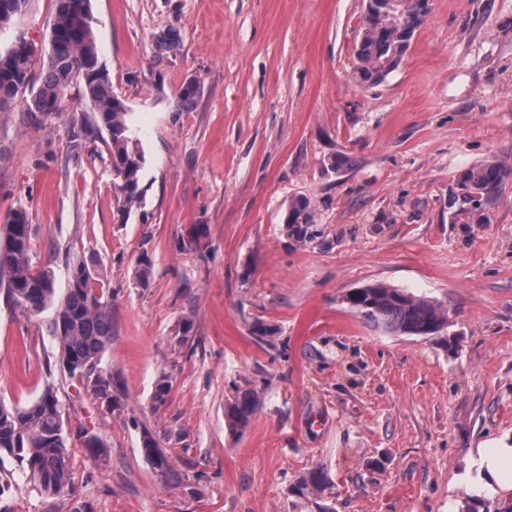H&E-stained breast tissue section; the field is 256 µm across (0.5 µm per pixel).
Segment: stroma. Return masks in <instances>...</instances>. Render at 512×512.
Here are the masks:
<instances>
[{
    "label": "stroma",
    "mask_w": 512,
    "mask_h": 512,
    "mask_svg": "<svg viewBox=\"0 0 512 512\" xmlns=\"http://www.w3.org/2000/svg\"><path fill=\"white\" fill-rule=\"evenodd\" d=\"M364 4L91 0L99 61L145 153L144 198L124 220L102 138L71 146L91 114L79 86L50 118L0 112V224L28 213L34 262L58 291L74 254L96 256L112 300L101 368L122 393L111 410L80 392L52 310L26 313L0 291V401L53 386L74 486L45 495L4 458L0 512H317L291 492L316 466L336 512L465 507L464 457L512 432V180L491 208L448 199L463 169L512 167V0H432L373 88L351 77ZM53 11L28 0L0 50L21 30L45 54ZM169 26L181 46L157 54ZM191 80L200 93L179 106ZM300 196L315 220L298 242L284 217ZM379 282L447 309L441 337L382 333L348 308V292ZM244 389L260 404L233 433L224 404ZM80 426L108 441L107 463ZM147 431L168 475L143 454Z\"/></svg>",
    "instance_id": "35a3bbf8"
}]
</instances>
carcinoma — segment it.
<instances>
[{"mask_svg": "<svg viewBox=\"0 0 512 512\" xmlns=\"http://www.w3.org/2000/svg\"><path fill=\"white\" fill-rule=\"evenodd\" d=\"M27 0H0V30L18 14V4ZM55 12L49 34V51L42 61L40 76H35V49L23 44L0 52V112H11L23 85L29 90L28 111L49 116L62 112L66 91L76 83L83 88L92 106V118L84 133L94 137L106 133L105 140L114 176L118 215L125 220L132 207L140 203L144 190L141 172L145 155L141 140L129 125L127 106L112 89L108 73L99 64L96 39L91 25L90 0H54ZM427 15L412 6L396 19L371 17L355 44L356 69L353 80L367 87L381 84L399 66L403 55L391 47L406 31L416 32ZM155 49L173 52L181 44L178 29L169 27L156 34ZM512 177V168L498 161H486L457 175L456 183L465 193L455 202L468 203L477 196L491 206L502 196L503 186ZM314 222L311 203L306 197L291 200L284 223L288 236L303 241ZM66 292L57 296L56 274L52 267L34 266L32 224L28 214L17 209L0 228V288L22 310L37 314L54 312L53 334L62 362H70L71 376H80L84 390L107 404L120 406L121 396L112 376L102 373L101 361L112 340L110 291L98 268V261L77 255L69 262ZM152 259L138 258L137 284L149 286ZM349 307L375 329L388 334L432 336L442 332L448 322L447 310L424 297L409 294L384 283L356 288L347 294ZM173 373H162L156 383L153 405L167 404ZM259 405L256 392L245 389L224 404V419L232 432L245 427ZM84 445L91 457L102 461L110 457V446L100 436L84 432ZM143 452L155 470L167 474L170 461L150 431L143 435ZM8 455L21 463L28 480L44 492L64 495L72 491L67 439L60 401L51 386L23 407L0 401V456ZM332 483L328 472L315 466L302 474L293 487L301 498L323 500L319 512H335L328 504Z\"/></svg>", "mask_w": 512, "mask_h": 512, "instance_id": "obj_1", "label": "carcinoma"}]
</instances>
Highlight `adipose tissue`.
Segmentation results:
<instances>
[{
  "label": "adipose tissue",
  "mask_w": 512,
  "mask_h": 512,
  "mask_svg": "<svg viewBox=\"0 0 512 512\" xmlns=\"http://www.w3.org/2000/svg\"><path fill=\"white\" fill-rule=\"evenodd\" d=\"M463 482L475 495L505 503L512 501V434H503L473 449Z\"/></svg>",
  "instance_id": "ef3b65f1"
}]
</instances>
